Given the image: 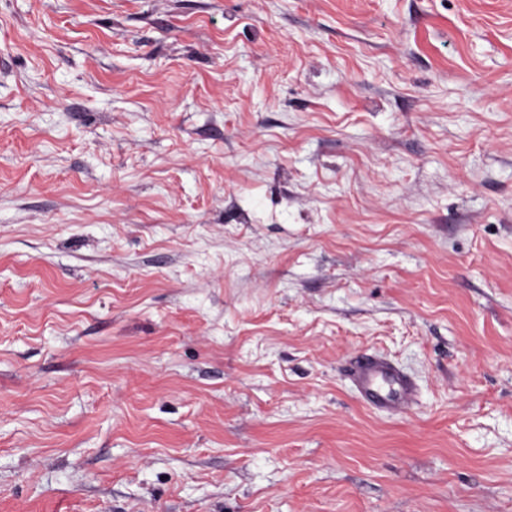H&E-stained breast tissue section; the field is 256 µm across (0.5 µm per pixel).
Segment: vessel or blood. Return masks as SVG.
Segmentation results:
<instances>
[{
	"instance_id": "vessel-or-blood-1",
	"label": "vessel or blood",
	"mask_w": 512,
	"mask_h": 512,
	"mask_svg": "<svg viewBox=\"0 0 512 512\" xmlns=\"http://www.w3.org/2000/svg\"><path fill=\"white\" fill-rule=\"evenodd\" d=\"M345 373L357 400L366 408L400 415L418 400L415 380L382 356L357 354L348 361Z\"/></svg>"
}]
</instances>
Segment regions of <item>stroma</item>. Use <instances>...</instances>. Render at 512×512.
<instances>
[{
  "instance_id": "35a3bbf8",
  "label": "stroma",
  "mask_w": 512,
  "mask_h": 512,
  "mask_svg": "<svg viewBox=\"0 0 512 512\" xmlns=\"http://www.w3.org/2000/svg\"><path fill=\"white\" fill-rule=\"evenodd\" d=\"M0 512H512V0H0ZM345 373L357 400L366 408L400 415L417 403L415 380L382 356L357 354L347 362Z\"/></svg>"
}]
</instances>
